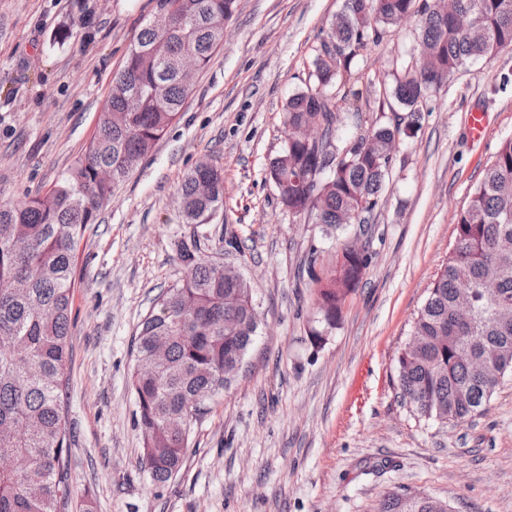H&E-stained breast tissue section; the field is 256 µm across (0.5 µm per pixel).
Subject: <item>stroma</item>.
I'll return each instance as SVG.
<instances>
[{
    "instance_id": "obj_1",
    "label": "stroma",
    "mask_w": 512,
    "mask_h": 512,
    "mask_svg": "<svg viewBox=\"0 0 512 512\" xmlns=\"http://www.w3.org/2000/svg\"><path fill=\"white\" fill-rule=\"evenodd\" d=\"M343 0H239L224 42L194 73L175 124L80 244L64 406L74 435L62 512H377L390 491L423 492L453 512H512V376L465 424L418 418L398 396L396 357L455 241L456 215L512 137V48L470 64L434 92L395 153L368 223L324 236L288 211L268 176L287 144L283 107L306 90L321 31ZM155 0H0V200L45 196L95 133L113 76ZM417 52L414 22L354 65L359 109L338 141L392 121L397 62ZM480 112L485 136L470 134ZM224 171V205L183 223L178 190L202 159ZM232 266L260 324L231 387L207 399L182 470L155 486L128 375L133 336L161 290L181 279V241ZM237 248H230L229 240ZM370 256L341 318L313 345L304 271L335 266L343 242Z\"/></svg>"
}]
</instances>
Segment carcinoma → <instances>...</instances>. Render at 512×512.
I'll list each match as a JSON object with an SVG mask.
<instances>
[{
    "mask_svg": "<svg viewBox=\"0 0 512 512\" xmlns=\"http://www.w3.org/2000/svg\"><path fill=\"white\" fill-rule=\"evenodd\" d=\"M238 0H156L155 12L132 41L114 76L96 131L82 155L51 191L52 204L35 197L22 206L0 204V455L27 459L22 471L0 470V512H57L69 494L72 434L62 394L69 373L74 267L79 244L104 205L176 121L190 93L179 72L185 53L199 67L224 41V21ZM415 19L417 54L397 67L390 96L411 120L372 127L370 135L336 145L340 112H357L360 91L332 93L369 43H378L402 19ZM512 48V0H344L322 30L309 80L284 107L288 128L323 126L318 144L290 141L269 164L281 203L331 234L354 222L368 223L386 184L396 144L412 138L418 103L467 63L489 61ZM112 169V183L97 179ZM185 224H207L224 203V171L202 160L181 185ZM512 138L502 141L466 207L457 215L456 237L443 269L415 315L413 347L397 357L399 389L428 420L458 424L481 413L500 383L480 370L485 360L512 374ZM319 327L315 343L336 327L348 294L369 265L368 253L345 245L340 265L316 271ZM184 276L158 296L139 326L130 385L141 461L162 487L182 469L191 426L173 418L186 397L200 402L228 387L256 336L250 284L226 280L199 255L198 241L182 242ZM462 288L473 292L469 321L452 309ZM377 512H448V502L423 493L389 492Z\"/></svg>",
    "mask_w": 512,
    "mask_h": 512,
    "instance_id": "carcinoma-1",
    "label": "carcinoma"
}]
</instances>
